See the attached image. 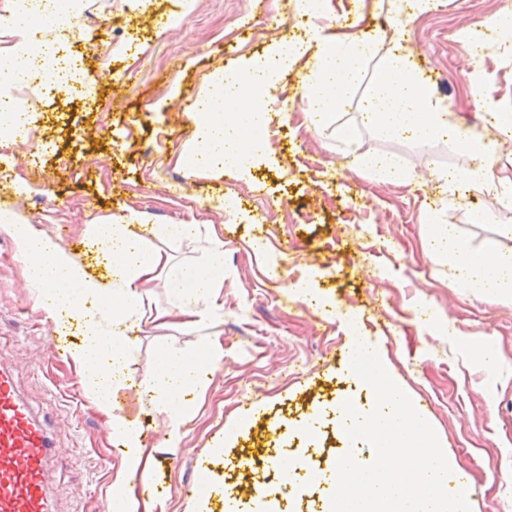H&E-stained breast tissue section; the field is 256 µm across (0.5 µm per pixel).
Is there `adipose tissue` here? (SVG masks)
<instances>
[{"instance_id": "1", "label": "adipose tissue", "mask_w": 512, "mask_h": 512, "mask_svg": "<svg viewBox=\"0 0 512 512\" xmlns=\"http://www.w3.org/2000/svg\"><path fill=\"white\" fill-rule=\"evenodd\" d=\"M85 7L86 0H12L8 12L0 15V33L11 40L6 49L0 50L1 128L21 125L10 94L15 84L58 82L59 72L50 54L57 45L80 37L79 21ZM47 13L61 16V23L38 25L37 17ZM371 54L369 43L355 39L340 43L314 28L295 53L279 47L263 60L243 65L237 73L214 72L198 95L197 137L183 151L186 163L195 170L247 168L251 157L243 153V142H250L255 149L263 143L262 138L245 136L246 130L262 122L261 113L255 110V96L273 84L280 68L294 55L307 59L308 72L302 86L308 122L316 129L328 126L334 112L344 107L349 90L360 81ZM241 75L251 78V91L240 90L237 78ZM226 100L232 102V109L220 110V102ZM362 115L385 136L421 142L438 137L453 139L481 159L469 174V181L481 190L500 191L493 176L492 141L449 121L447 111L434 100L401 42L392 43L376 65ZM136 221V215L131 214L110 224L92 225L91 239L99 260L93 267L39 232L35 225L20 221L10 209L0 208V229L13 239L37 302L51 312L68 316L81 331L71 355L86 392L108 415L111 435L122 446L125 474L146 481L151 472L144 458L143 433L134 421L112 412V392L131 350L128 333L139 326L146 286L163 267L168 270L172 289L184 301L178 314L186 328H195L217 310L215 288L224 276V243L210 238L202 264L174 267L167 255L146 245V238L187 239L199 235V225L152 224L142 236L132 230ZM428 235L439 245L440 260L453 270L455 285L488 295H512L511 248H501L494 241L478 249L466 247L447 224L436 218L428 226ZM199 382L196 365L169 351L158 355L153 374L139 382L140 396L163 407L172 418L165 447H179L182 433L177 420L187 410V393Z\"/></svg>"}]
</instances>
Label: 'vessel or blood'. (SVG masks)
<instances>
[{"mask_svg":"<svg viewBox=\"0 0 512 512\" xmlns=\"http://www.w3.org/2000/svg\"><path fill=\"white\" fill-rule=\"evenodd\" d=\"M56 451L45 421L0 366V512H51L49 470Z\"/></svg>","mask_w":512,"mask_h":512,"instance_id":"vessel-or-blood-1","label":"vessel or blood"}]
</instances>
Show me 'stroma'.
<instances>
[{"label": "stroma", "instance_id": "stroma-1", "mask_svg": "<svg viewBox=\"0 0 512 512\" xmlns=\"http://www.w3.org/2000/svg\"><path fill=\"white\" fill-rule=\"evenodd\" d=\"M400 0H324L308 19L339 38L376 41L382 56L399 20ZM500 0H436L409 23L408 48L417 69L446 106L451 121L481 131L488 108L512 113V64L494 50L477 53L466 32L499 15ZM292 0H152L124 30L127 51L84 32L72 46L78 68L98 76L83 95L33 84L27 144L0 145V203L58 240L87 263L94 224L130 212L148 224H204L223 237L224 307L195 329L178 325L179 297L167 274L150 285L143 330L133 337L127 382L113 392L115 414L150 428L152 484L164 487L160 512H321L317 481L292 485L281 502L239 496V461L270 458L275 449L325 443L332 470L343 437L297 436L340 405L376 403L373 389L351 369L356 337L374 348L389 375L435 429L454 473H467L471 512H512V297L451 287L447 264L427 232L431 209L461 241L478 248L498 241L512 208L474 190L466 176L475 157L452 139L416 142L385 137L363 123L373 64L324 130L305 121L303 62L281 71L267 97L284 113L247 171H196L181 159L194 135L185 98L197 95L219 68H238L287 43ZM132 70V81L119 74ZM480 78L485 98L472 95ZM350 130L361 153L396 157L401 180L359 169L345 152ZM458 179L443 191L437 175ZM307 281L308 293L290 291ZM66 337L35 300L12 238L0 231V363L45 417L59 458L50 471L57 512H104L123 477L107 418L81 387L74 362H49ZM219 339L221 365L204 366L202 383L180 420V448L164 447L170 420L144 401L136 384L153 373L166 349L186 356ZM211 467L200 471L202 460ZM208 477L211 494L186 498V482Z\"/></svg>", "mask_w": 512, "mask_h": 512}]
</instances>
